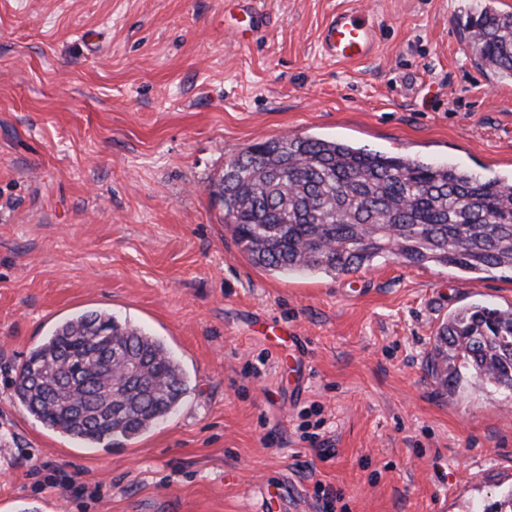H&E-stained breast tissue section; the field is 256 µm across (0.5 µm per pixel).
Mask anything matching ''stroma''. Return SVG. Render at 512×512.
Returning <instances> with one entry per match:
<instances>
[{
	"label": "stroma",
	"mask_w": 512,
	"mask_h": 512,
	"mask_svg": "<svg viewBox=\"0 0 512 512\" xmlns=\"http://www.w3.org/2000/svg\"><path fill=\"white\" fill-rule=\"evenodd\" d=\"M352 2L256 0L243 37L234 0H0V512H476L512 487V399L427 370L449 312L512 307V280L391 258L271 274L210 194L230 158L289 135L512 174V80L464 30L512 0H361L374 53L329 60L321 28ZM86 309L161 339L190 382L109 448L13 393Z\"/></svg>",
	"instance_id": "obj_1"
}]
</instances>
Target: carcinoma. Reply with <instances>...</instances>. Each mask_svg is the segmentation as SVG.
<instances>
[{
  "instance_id": "cac0c4a2",
  "label": "carcinoma",
  "mask_w": 512,
  "mask_h": 512,
  "mask_svg": "<svg viewBox=\"0 0 512 512\" xmlns=\"http://www.w3.org/2000/svg\"><path fill=\"white\" fill-rule=\"evenodd\" d=\"M468 30L482 63L512 79V14L484 8ZM211 195L249 261L271 273L349 275L389 257L475 276L512 272V175L481 180L453 164L287 136L229 160ZM427 368L446 387L466 375L511 397L512 309L451 312ZM187 390L163 342L96 310L58 323L14 383L31 417L89 448L150 430Z\"/></svg>"
}]
</instances>
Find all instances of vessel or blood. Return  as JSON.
<instances>
[{"mask_svg": "<svg viewBox=\"0 0 512 512\" xmlns=\"http://www.w3.org/2000/svg\"><path fill=\"white\" fill-rule=\"evenodd\" d=\"M377 30L369 14L359 7L336 12L321 32L324 53L333 60L350 62L370 56Z\"/></svg>", "mask_w": 512, "mask_h": 512, "instance_id": "b4317fda", "label": "vessel or blood"}]
</instances>
